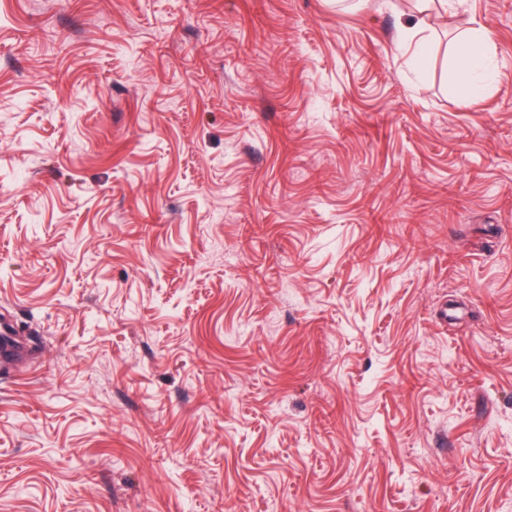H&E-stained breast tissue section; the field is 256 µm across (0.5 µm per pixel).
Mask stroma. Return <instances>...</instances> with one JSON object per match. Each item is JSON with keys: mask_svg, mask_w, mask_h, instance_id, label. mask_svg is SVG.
<instances>
[{"mask_svg": "<svg viewBox=\"0 0 512 512\" xmlns=\"http://www.w3.org/2000/svg\"><path fill=\"white\" fill-rule=\"evenodd\" d=\"M0 308V512H512V0H0ZM491 41L492 37L489 30L483 26H477L472 27L461 42L459 77L472 91L477 90L474 78L485 65L486 54L491 46ZM0 335L9 336L12 344L0 359V370L3 371L5 364H13L17 359L23 356V344L15 337L13 326L6 319L0 320Z\"/></svg>", "mask_w": 512, "mask_h": 512, "instance_id": "stroma-1", "label": "stroma"}]
</instances>
